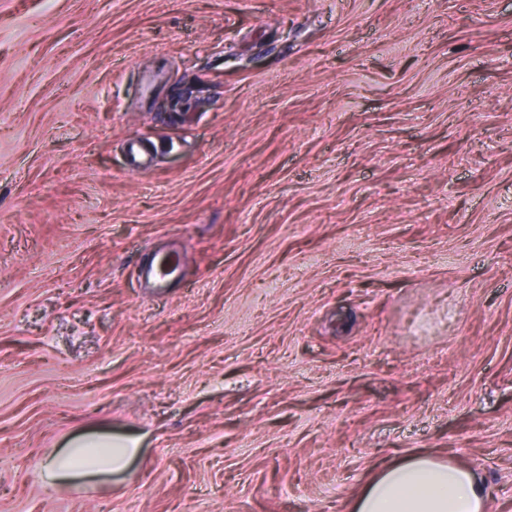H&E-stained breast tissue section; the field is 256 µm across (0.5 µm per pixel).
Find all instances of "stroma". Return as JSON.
<instances>
[{"label": "stroma", "mask_w": 512, "mask_h": 512, "mask_svg": "<svg viewBox=\"0 0 512 512\" xmlns=\"http://www.w3.org/2000/svg\"><path fill=\"white\" fill-rule=\"evenodd\" d=\"M87 431L140 450L45 490ZM415 453L512 512V0H0V512H352Z\"/></svg>", "instance_id": "obj_1"}]
</instances>
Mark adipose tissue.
<instances>
[{"mask_svg": "<svg viewBox=\"0 0 512 512\" xmlns=\"http://www.w3.org/2000/svg\"><path fill=\"white\" fill-rule=\"evenodd\" d=\"M138 451L133 437H84L43 458L41 483L65 494L78 488L84 475L112 474L127 469ZM356 512H485L482 477L474 470L429 455L390 466L366 485Z\"/></svg>", "mask_w": 512, "mask_h": 512, "instance_id": "obj_1", "label": "adipose tissue"}]
</instances>
